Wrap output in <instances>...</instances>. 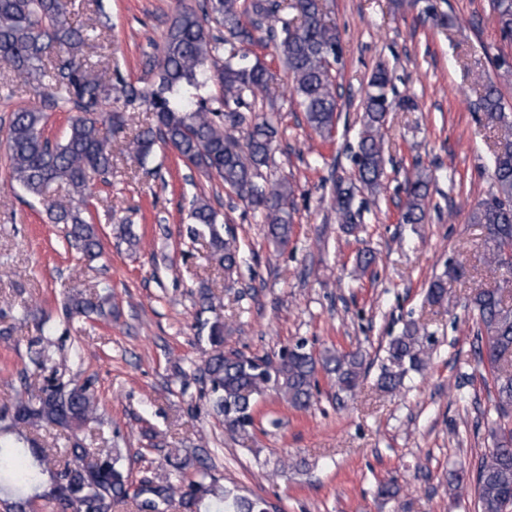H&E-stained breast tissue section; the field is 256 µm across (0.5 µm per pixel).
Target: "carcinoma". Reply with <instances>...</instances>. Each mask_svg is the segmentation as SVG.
<instances>
[{"label":"carcinoma","mask_w":512,"mask_h":512,"mask_svg":"<svg viewBox=\"0 0 512 512\" xmlns=\"http://www.w3.org/2000/svg\"><path fill=\"white\" fill-rule=\"evenodd\" d=\"M75 0H0V69L42 83L53 105L69 104L78 110L61 140L43 134L47 114L39 106L13 114L7 135L11 184L30 196L45 198L65 188L67 198L53 200L48 208L52 224L64 226L68 247L92 260L101 250L98 229L88 209L91 177L112 175V141L126 139L125 112L135 100L147 103L155 124L127 139L129 156L143 161L156 143L171 146L187 163L204 158V171L222 179L267 226L276 244L288 242L292 233L288 184L263 176L279 134L270 117L250 116L248 99L263 94L273 74L251 60L244 45L274 43L293 78V88L309 125L331 135L336 120L338 91L332 63L341 56L336 26L326 20L321 0H205L202 13L180 11L170 22L157 81L137 92L121 81L112 82L109 70L94 71L85 48L92 40L84 26L72 18ZM504 38L512 40V0H493ZM224 29L214 35L208 22ZM222 87L219 109L202 96L208 84ZM390 78L385 68L373 72L362 101L363 130L358 142V182L366 189L380 185L384 173L382 128L395 105L389 96ZM116 104L107 113L108 128L98 126L95 114L106 102ZM487 119L512 129V114L498 89L489 84L480 100ZM246 130L244 139L234 132ZM495 192L479 202L471 223L484 230L488 262L504 271L502 284L477 292L471 298L477 331L473 353L493 374L496 426L493 447L481 458L476 474L477 512H512V141L505 142L492 159ZM431 176L416 169L406 179L404 224H421ZM353 188H337L336 210L342 223L353 225L360 212L353 210ZM192 237L209 239L210 257L229 277L238 266L236 237L219 223V214L203 197L189 209ZM435 304L448 300L447 282L439 278L429 286ZM108 293L77 291L67 297L65 313L87 320L107 315ZM213 352L200 369L202 384L213 410L224 417L230 438L245 439L255 425L256 398L275 392L296 409L314 400L317 375L334 380L337 392H354L366 374L359 350L327 349L316 356L303 341L285 349L278 360L226 352L224 322L209 328ZM434 336L415 322L406 324L386 347L379 388L396 392L406 373L419 369L431 355ZM31 361L51 369L47 383L35 393L17 396L0 411V512H28L36 500L54 512H113L129 495L128 472L118 448L99 452L77 436L87 423L99 419V400L89 383L71 385L59 377L54 352L36 341ZM54 426L71 433L59 464L55 454L39 448L20 427ZM208 471L188 485L154 477L140 480L134 490L137 512H168L179 504L184 512H198L207 496L223 501L224 512H268L261 498H248L230 489L218 491L206 482Z\"/></svg>","instance_id":"obj_1"}]
</instances>
